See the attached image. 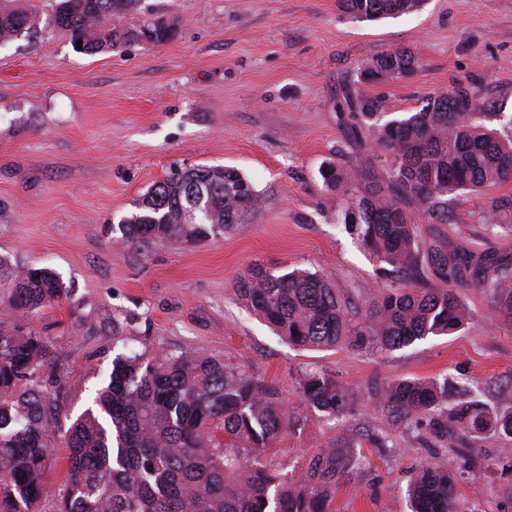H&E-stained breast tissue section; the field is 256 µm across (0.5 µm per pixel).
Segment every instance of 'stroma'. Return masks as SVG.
I'll return each mask as SVG.
<instances>
[{
  "label": "stroma",
  "instance_id": "stroma-1",
  "mask_svg": "<svg viewBox=\"0 0 512 512\" xmlns=\"http://www.w3.org/2000/svg\"><path fill=\"white\" fill-rule=\"evenodd\" d=\"M9 4L39 24L0 46V260L13 271L50 267L68 290L33 321L53 348L58 407L84 410L116 354L192 351L254 374L296 416L276 447L287 469L306 470L332 444L355 448L332 512H409L406 490L424 465L456 471L459 512H512V437L491 430L451 445L430 436L427 419L399 423L368 400L374 378L467 380L480 401L512 410V325L495 318L489 290L456 284L469 311L463 329L385 353L298 350L237 296L253 266L303 268L341 288L361 321L383 289L438 285L435 252L512 260V215L491 224L512 180L449 195L446 212L420 218V270L400 277L360 245L343 222L350 199L319 173L333 161L362 169L359 192L387 183L384 153L372 134L354 135L336 99L396 47L417 53L420 68L367 85L382 111L463 84L493 105L482 124L512 136V0H425L418 13L364 23L337 0H141L139 19L163 14L177 36L96 54L46 27L52 0ZM196 164L240 170L262 209L195 244L120 241L118 223L137 200ZM315 371L354 391L342 420L302 403L297 381Z\"/></svg>",
  "mask_w": 512,
  "mask_h": 512
}]
</instances>
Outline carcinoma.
I'll return each mask as SVG.
<instances>
[{
    "mask_svg": "<svg viewBox=\"0 0 512 512\" xmlns=\"http://www.w3.org/2000/svg\"><path fill=\"white\" fill-rule=\"evenodd\" d=\"M140 0H59L47 25L66 32L88 52L130 38L103 20L139 12ZM424 0H339L356 21L419 11ZM34 25L33 16L0 3V43ZM152 43L176 34V23L151 27ZM419 58L393 49L361 71L365 84L410 77ZM489 105L462 87L430 96L410 112L391 116L378 100L349 90L336 111L358 119L385 152L389 182L355 199L344 214L364 246L390 272H418L420 249L411 207L433 216L458 191L481 193L512 178V140L477 123ZM326 186L352 194L357 168L332 162L320 170ZM261 194L240 171L222 165L176 169L121 220L126 242L183 244L224 236L260 210ZM442 286L390 288L365 322L349 317L342 291L320 274L294 268H252L238 294L244 306L288 343L308 350L394 351L429 336L451 335L468 320L453 285L468 280L489 289L495 317L512 323V268L493 266L473 250L435 256ZM16 318L0 325V512H38L55 461L54 437L67 448V475L55 512H331L336 482L349 473L350 447L325 448L306 471L288 475L270 458L291 424L288 408L271 398L253 374L193 352L118 354L108 381L66 426L50 404L54 382L50 344L32 318L67 290L46 267H29L7 283ZM305 405L337 419L351 406L349 386L330 373L297 381ZM374 403L408 421L428 414L435 436L455 438L487 428L512 437V411L498 413L471 401L447 406L448 381H372ZM457 477L422 467L409 485L410 512H458Z\"/></svg>",
    "mask_w": 512,
    "mask_h": 512,
    "instance_id": "cac0c4a2",
    "label": "carcinoma"
}]
</instances>
